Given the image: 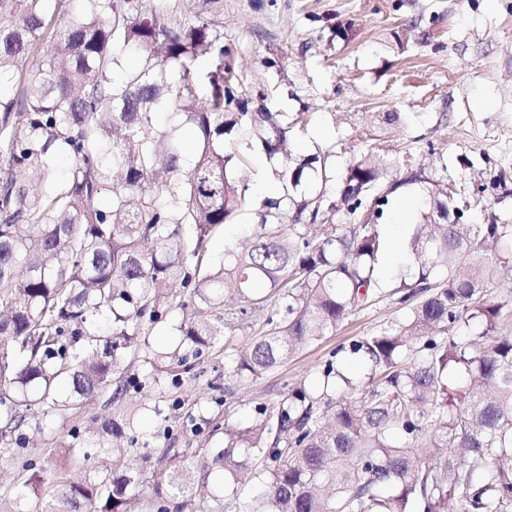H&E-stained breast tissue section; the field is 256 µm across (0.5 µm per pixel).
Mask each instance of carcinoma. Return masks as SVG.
Here are the masks:
<instances>
[{
  "label": "carcinoma",
  "instance_id": "carcinoma-1",
  "mask_svg": "<svg viewBox=\"0 0 512 512\" xmlns=\"http://www.w3.org/2000/svg\"><path fill=\"white\" fill-rule=\"evenodd\" d=\"M207 2L0 0V84L15 88L0 102L1 453L31 416L40 431L99 392L118 401L129 387L178 383L230 320L256 309H271L262 330L228 355L240 383L376 300L387 239L375 223L341 228L336 212L376 220L388 195L421 174L385 186L383 162L366 155L336 194L326 163L291 164L288 113L254 120L220 0ZM130 58L140 66L126 69ZM170 111L180 123L159 125ZM185 125L197 142L188 168ZM228 136L266 158L280 190L254 209L251 244L217 268L204 242L248 191ZM448 219V186L433 182L408 243L414 264L395 289L404 319L337 348L255 405L247 427L186 413L192 434L224 433L207 449L222 486L186 485L183 453L167 448L156 512H512V291L487 298L512 264V225ZM190 301L178 342L112 386L135 337ZM348 355L369 386L351 376ZM125 436L127 446L114 445ZM72 439L22 462L29 493L8 512H128L147 480L149 436L112 416ZM79 444L111 466L81 483L51 473ZM246 480L260 491L240 507Z\"/></svg>",
  "mask_w": 512,
  "mask_h": 512
}]
</instances>
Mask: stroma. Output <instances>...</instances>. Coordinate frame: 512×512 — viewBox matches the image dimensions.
<instances>
[{
    "label": "stroma",
    "mask_w": 512,
    "mask_h": 512,
    "mask_svg": "<svg viewBox=\"0 0 512 512\" xmlns=\"http://www.w3.org/2000/svg\"><path fill=\"white\" fill-rule=\"evenodd\" d=\"M224 42L237 52L247 80L243 98L265 93L268 105L305 113L310 123L295 133L296 159L327 155L340 191L347 168L361 154L383 158L389 178L420 171L419 183L390 196L378 229L405 249L411 227L395 221L399 210L419 215L428 182L447 183L450 209H463L472 224H512V0H221ZM395 121H387V114ZM249 186L247 203L228 225L213 230L209 258L222 262L227 248L251 232L252 212L271 197L278 177L266 160L252 156L240 169ZM406 267L381 268L382 288L372 304L351 315L322 341L299 351L246 386L225 375L223 345L201 358L199 377L178 385L164 381L131 389L120 401L111 392L54 420L43 431L25 425L12 456L0 458V506L24 492L21 464L27 457L70 442L95 419L138 413L152 437L149 455L164 448L222 445V436L183 433L185 412L247 425L252 408L274 401L287 386L324 365L336 347L371 335L402 319L406 307L387 289Z\"/></svg>",
    "instance_id": "1"
}]
</instances>
